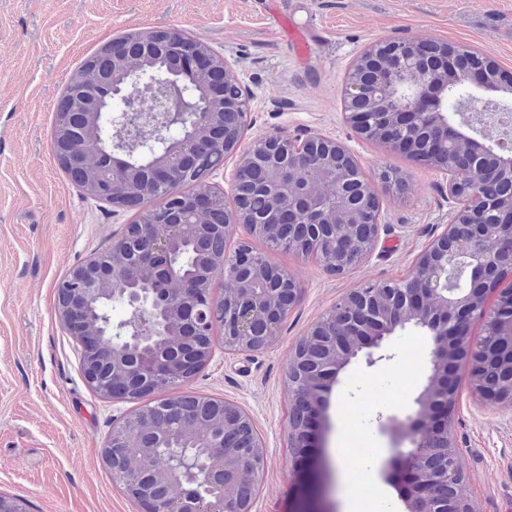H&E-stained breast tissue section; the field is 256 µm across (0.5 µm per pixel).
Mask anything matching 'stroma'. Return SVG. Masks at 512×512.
<instances>
[{
	"instance_id": "35a3bbf8",
	"label": "stroma",
	"mask_w": 512,
	"mask_h": 512,
	"mask_svg": "<svg viewBox=\"0 0 512 512\" xmlns=\"http://www.w3.org/2000/svg\"><path fill=\"white\" fill-rule=\"evenodd\" d=\"M323 32L308 61L292 56L261 0H0V494L28 512H137L102 457L115 422L135 410L91 387L80 346L57 311V286L107 251L136 211L87 196L53 149L57 103L82 63L113 38L175 29L237 63L251 93L248 138L317 132L354 150L381 200L383 230L370 259L327 274L315 257L257 251L293 275L296 304L277 341L212 355L187 385L195 395L247 412L266 448L252 512H346L352 477L369 468L365 512H406L381 463L390 445L379 415H400L428 374V340L396 332L386 359L356 358L340 375L317 448L318 490L301 495L288 441V360L311 326L349 290L410 274L433 225L448 218L447 176L380 142L358 137L343 118L354 60L387 38H434L494 60L512 75V0H304ZM406 179L396 188L386 174ZM469 366L457 375L452 432L465 474L461 493L475 512H512V409L481 399Z\"/></svg>"
}]
</instances>
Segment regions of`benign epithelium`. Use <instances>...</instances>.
I'll list each match as a JSON object with an SVG mask.
<instances>
[{
  "instance_id": "obj_1",
  "label": "benign epithelium",
  "mask_w": 512,
  "mask_h": 512,
  "mask_svg": "<svg viewBox=\"0 0 512 512\" xmlns=\"http://www.w3.org/2000/svg\"><path fill=\"white\" fill-rule=\"evenodd\" d=\"M145 50L166 60L165 68L145 78L128 71L120 50L125 37L112 40V72L86 89L74 83L69 94L111 112L112 134L93 139L79 150L69 149L65 135L56 153L65 169L83 180L89 159H110L108 179L96 185V197L117 208L138 209V219L112 239L109 261L92 258L75 267L57 290L58 312L68 333L87 351L84 366L90 385L108 398L173 404L176 392L191 382L210 359L211 338L224 336V350L252 352L278 338L291 310L299 283L266 256L251 250L249 238L261 236L293 248V231L301 211L315 224L355 225L358 233L338 231L310 238L309 246L331 275H345L366 261L380 238L381 202L375 187L361 174L352 149L312 133L290 139L279 132L256 138L236 167L233 205L218 215L211 193L186 181L190 163L207 156L224 158L240 149L250 126V93L236 75V64L217 57L205 45L176 30L141 32ZM425 39H388L369 45L351 66L343 96L344 117L363 139H375L382 128L391 131L389 147L425 149L419 159L440 162L451 173L448 202L454 204L446 224L434 227L412 271L400 280L367 284L347 292L324 314L288 361V389L299 423L288 425L292 448L320 446L316 424L340 373L351 360L364 355L367 365L396 331L417 328L429 337V374L414 399L416 409L404 418L389 416L380 429L390 435L386 475L408 476L401 497L406 512H438L445 490L452 492L448 512H468L460 494L464 477L452 450L448 463L433 457L439 437L454 447L451 419L456 402L453 375L458 366L472 367L481 397L512 408V391L498 388L481 362L483 346L470 343L467 326L484 316V302L498 292L494 312H512V199L498 197L512 183V143L486 141L462 131L464 115H448V78H461L470 90L467 109L494 103L487 97L494 80L490 68L475 62L469 51L454 47L459 68L448 74V48L430 60L423 55ZM386 50L384 77L366 82L362 65ZM208 88L193 100L180 83L183 73H202ZM481 154L491 163L480 178L467 181L471 161ZM249 164L266 168L257 185L241 177ZM360 185L353 203L345 187ZM266 193L272 207L262 214L247 210L253 192ZM509 214L508 222L490 224L487 210ZM246 237L234 250L209 254L208 264L194 276L174 267L175 243L201 240L209 231L229 238L239 229ZM115 301L129 316L112 325L104 316L103 331L92 333L87 309L92 300ZM264 322L268 332L253 341V325ZM330 335L334 341L329 373L302 383L293 377L307 343ZM135 410L113 426L123 432L129 447L126 492L139 512H245L242 493L253 492L265 467V446L254 435L242 450L233 438L236 422L250 423L237 405L224 402L223 412L210 422L184 417L177 431L184 448L165 459L152 452L171 438L172 431L155 429L145 444ZM162 481L179 490L174 505L159 496L151 482Z\"/></svg>"
}]
</instances>
